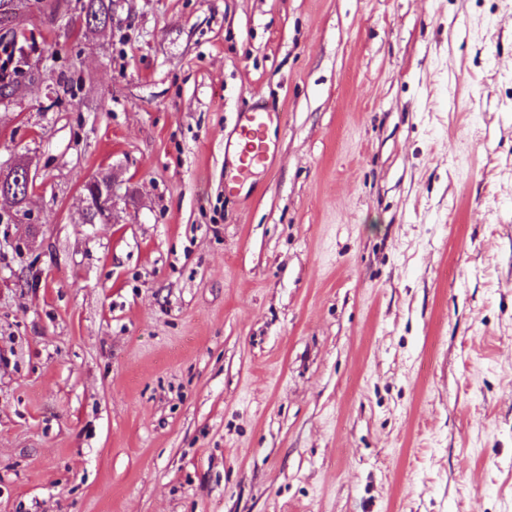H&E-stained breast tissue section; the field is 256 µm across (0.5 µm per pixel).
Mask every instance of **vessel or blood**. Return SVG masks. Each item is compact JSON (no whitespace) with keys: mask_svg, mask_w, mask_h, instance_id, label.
<instances>
[{"mask_svg":"<svg viewBox=\"0 0 512 512\" xmlns=\"http://www.w3.org/2000/svg\"><path fill=\"white\" fill-rule=\"evenodd\" d=\"M282 124V112L269 110L260 104L239 113L236 136L224 144L225 152L234 156V165L224 179L227 192H236L241 181L254 169L271 165L276 156V144L270 130Z\"/></svg>","mask_w":512,"mask_h":512,"instance_id":"1","label":"vessel or blood"}]
</instances>
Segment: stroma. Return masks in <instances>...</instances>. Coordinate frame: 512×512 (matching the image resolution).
<instances>
[{"label": "stroma", "instance_id": "1", "mask_svg": "<svg viewBox=\"0 0 512 512\" xmlns=\"http://www.w3.org/2000/svg\"><path fill=\"white\" fill-rule=\"evenodd\" d=\"M85 2L0 26V512H512V0ZM112 0H87L84 6L85 24L90 26H107L113 22ZM284 114L256 104L238 113L236 137L224 142V153L231 152L234 165L225 174L224 188L233 194L257 167L267 168L276 156V143L270 136L273 126L280 128ZM14 167V171L17 174V177L12 178V183L15 185V189L12 191V185H8V190L5 189L6 184L8 182V178L10 177V173L6 176V181L4 183V189H3V199H10L14 205L21 206L24 201L26 200V192H25V186H19L22 184V179L25 178L26 185H27V191L29 192L30 188L36 186V175L32 173L30 167L23 163H16L12 165ZM7 191V193H6Z\"/></svg>", "mask_w": 512, "mask_h": 512}]
</instances>
